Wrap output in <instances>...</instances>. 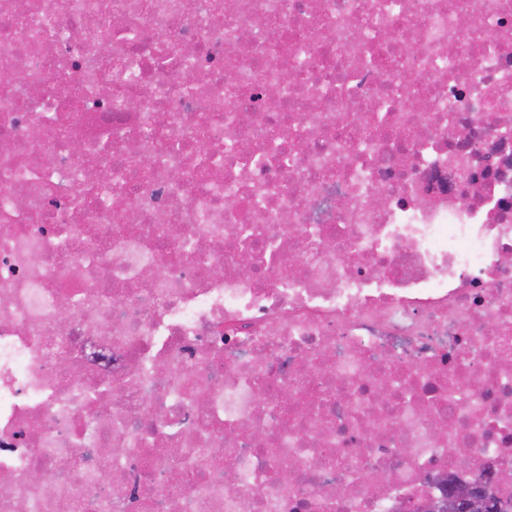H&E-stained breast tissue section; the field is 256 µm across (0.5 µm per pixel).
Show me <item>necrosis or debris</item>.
<instances>
[{
  "mask_svg": "<svg viewBox=\"0 0 512 512\" xmlns=\"http://www.w3.org/2000/svg\"><path fill=\"white\" fill-rule=\"evenodd\" d=\"M6 69L0 512L512 496V0H0Z\"/></svg>",
  "mask_w": 512,
  "mask_h": 512,
  "instance_id": "1",
  "label": "necrosis or debris"
}]
</instances>
